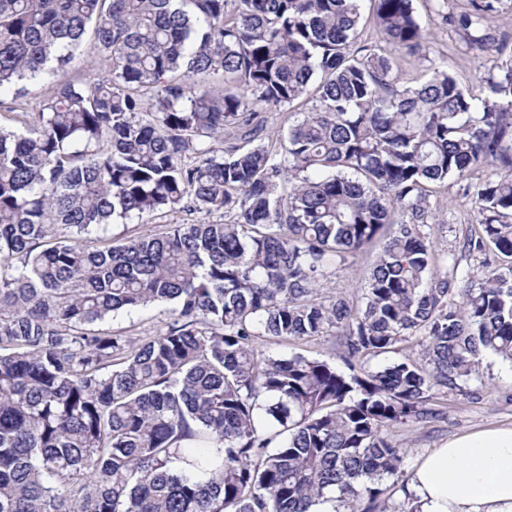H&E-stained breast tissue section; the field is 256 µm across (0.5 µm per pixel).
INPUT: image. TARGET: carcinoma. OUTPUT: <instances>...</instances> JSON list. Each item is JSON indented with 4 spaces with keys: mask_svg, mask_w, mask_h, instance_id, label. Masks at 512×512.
Masks as SVG:
<instances>
[{
    "mask_svg": "<svg viewBox=\"0 0 512 512\" xmlns=\"http://www.w3.org/2000/svg\"><path fill=\"white\" fill-rule=\"evenodd\" d=\"M363 0H0V512H378L405 451L383 434L512 362V50L498 0L455 19L489 70L399 82L360 39ZM388 43L429 50L413 0H370ZM91 39L103 73L29 87ZM303 117L260 135L262 112ZM491 168L484 180L472 170ZM464 184L509 266L458 276L430 241ZM220 214L118 242L158 212ZM382 238L357 305L327 270ZM173 305L156 337L97 325ZM342 337L343 371L260 358V338ZM422 337L418 360L355 362ZM492 33L498 42H504L512 47V0H502L496 26Z\"/></svg>",
    "mask_w": 512,
    "mask_h": 512,
    "instance_id": "obj_1",
    "label": "carcinoma"
}]
</instances>
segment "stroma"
Masks as SVG:
<instances>
[{
    "label": "stroma",
    "mask_w": 512,
    "mask_h": 512,
    "mask_svg": "<svg viewBox=\"0 0 512 512\" xmlns=\"http://www.w3.org/2000/svg\"><path fill=\"white\" fill-rule=\"evenodd\" d=\"M418 20L433 44V52L424 56L396 52L395 58L400 80L406 85L424 82L431 67L447 69L463 88L479 90L487 71V56L469 46L462 31L454 25L441 24L430 11L428 0H415ZM436 199L447 221L433 225L431 239L438 251H453L460 270L482 275L497 269L499 259L494 254H468L462 248V228L473 219L470 198L465 197L457 184L438 189ZM377 247H369L349 258L345 265L332 268L324 283L326 292L356 296L368 268L377 255ZM172 320V307L155 304L144 309L125 312L101 323V330L138 339L164 333ZM259 354L286 358L300 354L311 359L340 361L339 340L334 336H321L303 340H262L257 345ZM480 375L485 384L482 396L470 400L454 393L439 400L438 416L425 423L409 424L390 433L400 447L405 448V475H412L418 461L433 449L442 447L449 440L465 434L493 427L512 426V365L490 354L483 360Z\"/></svg>",
    "instance_id": "35a3bbf8"
}]
</instances>
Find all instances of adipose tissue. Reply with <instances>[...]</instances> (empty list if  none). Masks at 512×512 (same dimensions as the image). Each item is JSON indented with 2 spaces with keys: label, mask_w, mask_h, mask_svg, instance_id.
<instances>
[{
  "label": "adipose tissue",
  "mask_w": 512,
  "mask_h": 512,
  "mask_svg": "<svg viewBox=\"0 0 512 512\" xmlns=\"http://www.w3.org/2000/svg\"><path fill=\"white\" fill-rule=\"evenodd\" d=\"M410 491L420 512H512V427L434 449L417 464Z\"/></svg>",
  "instance_id": "obj_1"
}]
</instances>
